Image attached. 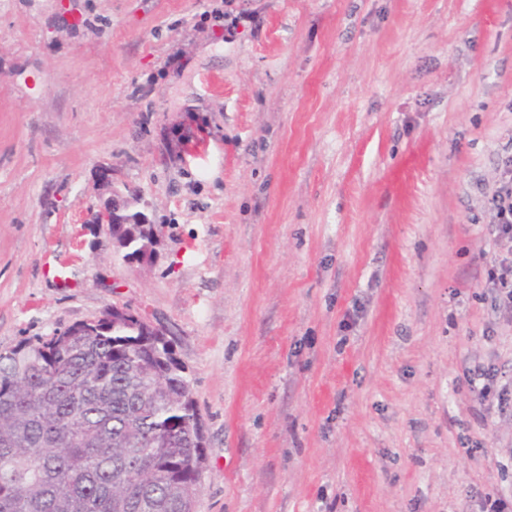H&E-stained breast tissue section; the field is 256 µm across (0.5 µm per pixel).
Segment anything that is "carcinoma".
I'll return each mask as SVG.
<instances>
[{
	"label": "carcinoma",
	"instance_id": "cac0c4a2",
	"mask_svg": "<svg viewBox=\"0 0 512 512\" xmlns=\"http://www.w3.org/2000/svg\"><path fill=\"white\" fill-rule=\"evenodd\" d=\"M0 352V512H195L204 449L171 340L112 313Z\"/></svg>",
	"mask_w": 512,
	"mask_h": 512
}]
</instances>
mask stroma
Listing matches in <instances>:
<instances>
[{
    "instance_id": "obj_1",
    "label": "stroma",
    "mask_w": 512,
    "mask_h": 512,
    "mask_svg": "<svg viewBox=\"0 0 512 512\" xmlns=\"http://www.w3.org/2000/svg\"><path fill=\"white\" fill-rule=\"evenodd\" d=\"M511 158L512 0H0V351L115 305L167 328L196 512H481ZM127 187L144 266L90 228ZM493 233L504 254L489 269L485 288L495 292L503 306L512 308V158L492 198Z\"/></svg>"
}]
</instances>
